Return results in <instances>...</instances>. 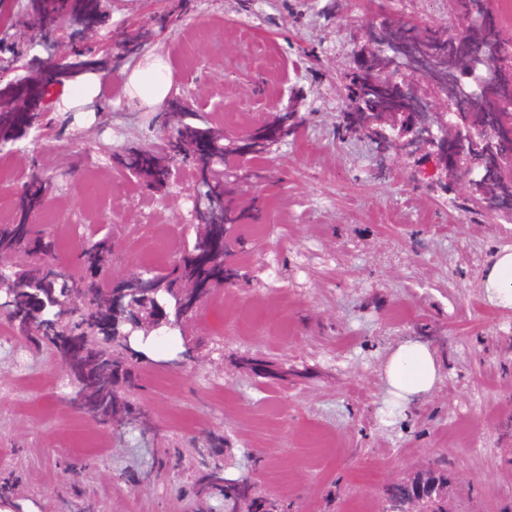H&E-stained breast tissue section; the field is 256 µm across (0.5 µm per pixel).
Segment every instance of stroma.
<instances>
[{"label":"stroma","mask_w":512,"mask_h":512,"mask_svg":"<svg viewBox=\"0 0 512 512\" xmlns=\"http://www.w3.org/2000/svg\"><path fill=\"white\" fill-rule=\"evenodd\" d=\"M384 17L453 21L448 0L384 13L376 0H0V210L50 234L59 270L101 239L102 287L167 269L204 236L221 165L242 212L224 227L236 279L138 364L148 434L83 414L54 352L0 316V512H224L221 496L192 494L211 465L288 512H384L390 484L430 468L448 472V512H512V309L480 286L512 222L459 212L464 187L444 192L424 152L344 129L354 60ZM94 54L112 60L110 93L59 111ZM154 54L174 85L150 109L124 78ZM187 88L207 104L186 107ZM286 112L294 125L256 160L260 183L241 179L244 159L216 163L204 136L180 186L150 187L165 136L240 138ZM407 342L439 377L396 410L384 367ZM314 430L328 438L319 454ZM167 448L181 466L162 463Z\"/></svg>","instance_id":"stroma-1"}]
</instances>
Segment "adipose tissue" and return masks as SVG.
<instances>
[{
	"label": "adipose tissue",
	"mask_w": 512,
	"mask_h": 512,
	"mask_svg": "<svg viewBox=\"0 0 512 512\" xmlns=\"http://www.w3.org/2000/svg\"><path fill=\"white\" fill-rule=\"evenodd\" d=\"M112 74V65L104 57H95L89 72L61 99L60 110H75L92 103ZM174 77L160 55L147 58L145 64L131 71L125 80L129 97L156 108L167 102ZM489 300L504 308H512V249L498 253L481 279ZM386 380L394 394L411 401L430 391L437 380L438 369L430 351L419 344H403L391 354L385 370Z\"/></svg>",
	"instance_id": "1"
}]
</instances>
